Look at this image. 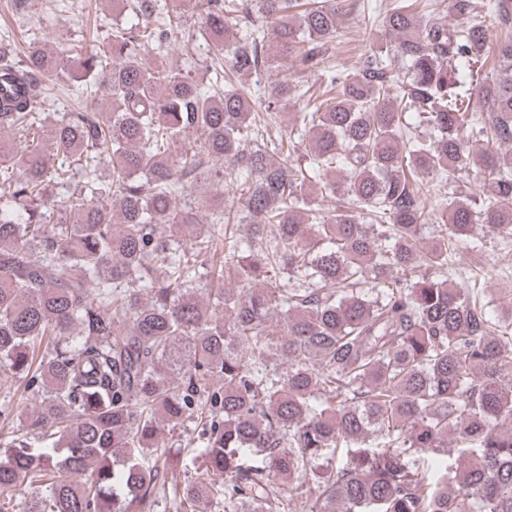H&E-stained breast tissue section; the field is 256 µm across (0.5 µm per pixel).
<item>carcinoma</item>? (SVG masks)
<instances>
[{"label":"carcinoma","mask_w":512,"mask_h":512,"mask_svg":"<svg viewBox=\"0 0 512 512\" xmlns=\"http://www.w3.org/2000/svg\"><path fill=\"white\" fill-rule=\"evenodd\" d=\"M120 2L89 45L0 36V364L39 396L0 442V512H512V289L457 263L512 239V0L371 3L391 42L353 73L327 64L345 0H201L199 32L187 0ZM202 41L205 77L166 62ZM288 58L319 84L254 110ZM226 169L238 206L202 224L193 188ZM472 170L491 193L448 189ZM196 413L202 467L168 485L159 435ZM450 435L466 464L410 460Z\"/></svg>","instance_id":"cac0c4a2"}]
</instances>
